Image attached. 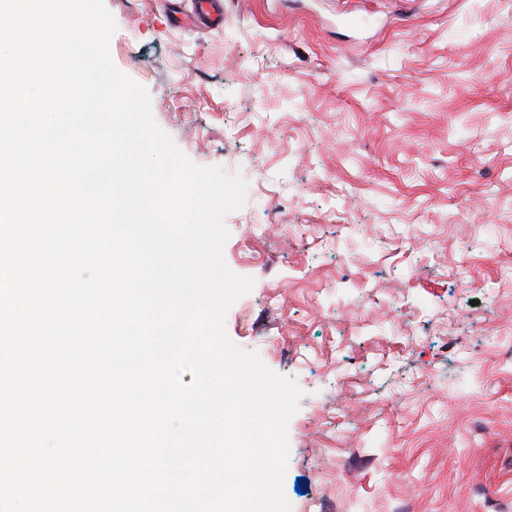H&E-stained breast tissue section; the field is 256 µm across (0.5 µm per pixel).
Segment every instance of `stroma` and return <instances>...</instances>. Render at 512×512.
<instances>
[{
	"instance_id": "1",
	"label": "stroma",
	"mask_w": 512,
	"mask_h": 512,
	"mask_svg": "<svg viewBox=\"0 0 512 512\" xmlns=\"http://www.w3.org/2000/svg\"><path fill=\"white\" fill-rule=\"evenodd\" d=\"M118 70L240 172L226 337L302 391L292 512H512V0H104ZM195 15L205 28H219L224 25L223 0H193Z\"/></svg>"
}]
</instances>
